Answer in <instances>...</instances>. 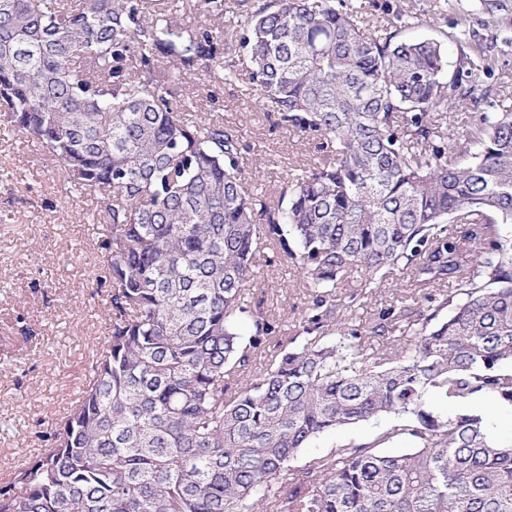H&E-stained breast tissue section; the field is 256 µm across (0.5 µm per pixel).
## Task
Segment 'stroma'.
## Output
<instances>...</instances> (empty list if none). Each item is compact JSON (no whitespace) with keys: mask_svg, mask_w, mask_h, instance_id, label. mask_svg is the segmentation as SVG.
Here are the masks:
<instances>
[{"mask_svg":"<svg viewBox=\"0 0 512 512\" xmlns=\"http://www.w3.org/2000/svg\"><path fill=\"white\" fill-rule=\"evenodd\" d=\"M367 24L399 19L401 38L442 44L456 70L472 43L487 70L473 96L457 99L449 128L456 143L484 112H512V0H353ZM177 99L196 101L194 121L223 120L240 138L248 184L275 202L289 170L322 158L317 133H292L259 102L245 78L219 82L188 75L172 82ZM88 205L59 177L23 134L0 124V480L21 460L35 458L45 434L75 400L84 373L111 324L103 296L94 294L103 242ZM398 275L337 307L341 319L377 317L410 295ZM251 298L258 311L297 325L311 302L299 271L286 262H260Z\"/></svg>","mask_w":512,"mask_h":512,"instance_id":"stroma-1","label":"stroma"}]
</instances>
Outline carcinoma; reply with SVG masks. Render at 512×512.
<instances>
[{
	"label": "carcinoma",
	"instance_id": "1",
	"mask_svg": "<svg viewBox=\"0 0 512 512\" xmlns=\"http://www.w3.org/2000/svg\"><path fill=\"white\" fill-rule=\"evenodd\" d=\"M219 37L165 0H0V117L96 203L112 312L0 512H512V436L475 406L512 407V112L458 153L436 114L475 90L474 61L450 74L440 42L368 33L346 0H258L238 39L250 84L329 147L269 206L238 137L167 88L235 77ZM266 249L312 290L292 331L251 304ZM398 272L423 291L413 305L332 317L351 276L366 290ZM391 422L390 418H381L378 420H372L366 423H363L351 430L346 431H336V433H329L313 445L315 448H310L312 453H324L328 449L334 447L335 445H339L340 443L346 442H360L368 440L374 434H376L380 429L389 425Z\"/></svg>",
	"mask_w": 512,
	"mask_h": 512
}]
</instances>
